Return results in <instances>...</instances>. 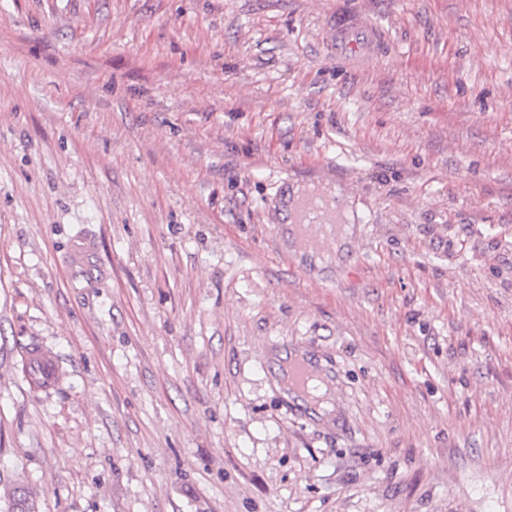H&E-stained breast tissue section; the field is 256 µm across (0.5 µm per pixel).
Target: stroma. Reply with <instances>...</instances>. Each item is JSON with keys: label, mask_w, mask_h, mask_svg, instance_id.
<instances>
[{"label": "stroma", "mask_w": 512, "mask_h": 512, "mask_svg": "<svg viewBox=\"0 0 512 512\" xmlns=\"http://www.w3.org/2000/svg\"><path fill=\"white\" fill-rule=\"evenodd\" d=\"M296 181L351 195L341 243L292 239ZM19 484L512 512V0H0V512ZM35 358L39 365L37 376L41 381V384L46 388L50 387L59 378V360L56 357L46 353H41ZM317 378L311 363L304 357H299L288 365V382L296 392L309 394V383ZM319 385L318 394H324L326 387L319 381H313L311 386Z\"/></svg>", "instance_id": "stroma-1"}]
</instances>
